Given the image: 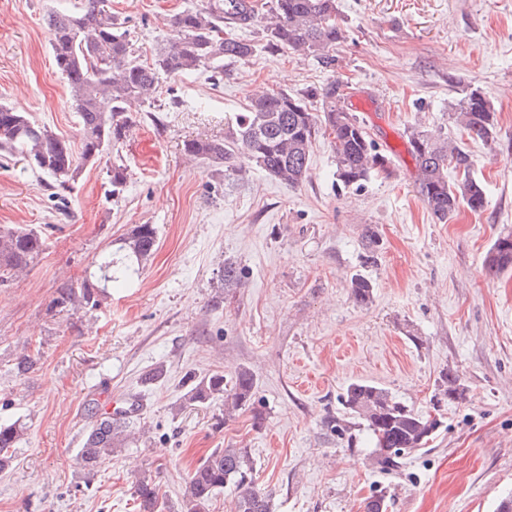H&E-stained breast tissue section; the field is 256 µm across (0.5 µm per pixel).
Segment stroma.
<instances>
[{"mask_svg":"<svg viewBox=\"0 0 512 512\" xmlns=\"http://www.w3.org/2000/svg\"><path fill=\"white\" fill-rule=\"evenodd\" d=\"M75 0H0V104L28 112L79 147L80 123L49 45L47 17ZM200 0H109L130 39L151 54L169 21ZM346 39L326 69L313 56L258 50L223 68L161 78L132 101L126 138L70 189L20 156L0 154V227L26 225L44 241L39 262L0 285V421L27 436L0 473V512H137L135 486L155 479L162 512H180L185 479L215 449H248L273 512H497L512 498V272L483 258L512 233V0H336ZM336 81L359 112L390 176L363 188L336 178L329 138L317 137L295 188L252 167L239 175L189 161L183 143L220 139L259 90L292 94ZM497 118L493 146L448 121L466 87ZM437 129L475 158L482 211L439 223L415 187L406 128ZM124 165L120 190L112 165ZM155 225L158 247L133 286L111 283L96 309L51 311L56 290L88 277L97 258L122 260L119 241ZM380 241L367 259L362 233ZM239 287L219 282L226 262ZM360 274L373 301L354 302ZM33 371L17 376L24 349ZM163 368L160 380L145 376ZM255 379L252 404L232 419L224 401L187 409L190 386L213 373ZM467 390L437 402L442 373ZM383 387L441 426L433 440L383 471L364 422L341 403L351 382ZM143 401L150 432L94 471L76 455L100 396ZM340 419L346 436L331 433Z\"/></svg>","mask_w":512,"mask_h":512,"instance_id":"1","label":"stroma"}]
</instances>
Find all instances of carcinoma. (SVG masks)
Instances as JSON below:
<instances>
[{
    "label": "carcinoma",
    "mask_w": 512,
    "mask_h": 512,
    "mask_svg": "<svg viewBox=\"0 0 512 512\" xmlns=\"http://www.w3.org/2000/svg\"><path fill=\"white\" fill-rule=\"evenodd\" d=\"M239 26L262 24L267 48L313 55L327 68L335 66L330 50L345 39L337 16L336 0H202L200 7L172 17V37L151 58L142 60L127 38L123 21L109 9L107 0H80L71 13L49 15L50 48L56 69L65 79L69 97L81 125V146L71 145L31 116L15 107L0 105V151L18 152L39 158L37 168L64 188L75 181L83 167L100 159L120 142L132 124L125 104L131 99L150 100L160 76L175 77L201 67L244 61L255 52L248 40L224 32V21ZM339 86L331 82L321 91L301 95L273 91L250 98L247 111L238 114L222 139H193L184 142V152L211 166L241 173L254 165L280 183L295 188L305 179L310 151L316 137L331 138L336 160V178L344 186L361 188L379 173H388L387 155L350 109L341 104ZM321 98V109H312L309 98ZM448 119L472 139L495 141V109L480 90L471 88L453 104ZM416 167V188L440 223H446L462 205L473 212L486 203L485 191L472 174L473 158L454 141L440 133L417 127L406 131ZM461 174L449 183L448 170ZM157 229L138 224L122 239L120 249L135 259L122 276L139 273L157 247ZM43 252L36 230L15 227L0 230V283L32 269ZM494 275L512 270V234L498 237L484 262ZM349 288L355 302H372L373 286L360 274L352 276ZM105 290L85 280L57 289L51 308L74 315L101 304ZM255 383L250 371L237 372L231 387L224 375L212 374L193 385L183 403H204L224 398V412L250 407ZM439 395L450 402L466 398L459 377L442 375ZM342 404L362 418L377 448L383 468L396 466L405 452L421 448L438 431L440 422L394 401L383 388L362 381L351 383ZM137 415L118 412L96 419L77 454L84 470L92 471L118 448L139 441ZM26 427L19 421L0 422V472L9 468L14 450L25 439ZM254 467L246 448H217L187 477L182 512H208L212 498L227 485L238 489L234 512H272L268 495L254 487ZM138 512H160L159 491L147 477L135 489Z\"/></svg>",
    "instance_id": "carcinoma-1"
}]
</instances>
